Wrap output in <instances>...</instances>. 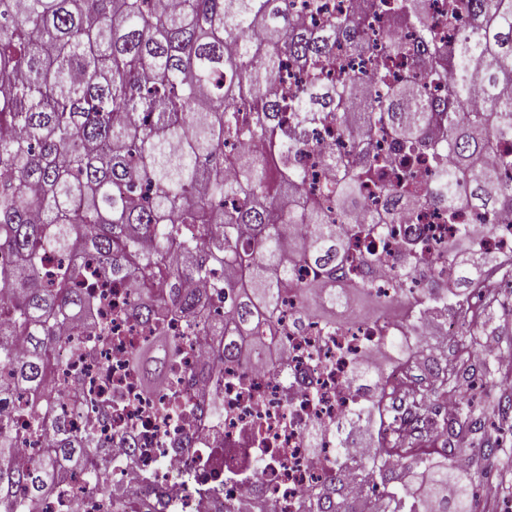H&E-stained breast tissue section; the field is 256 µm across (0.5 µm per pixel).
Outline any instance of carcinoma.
Masks as SVG:
<instances>
[{
    "instance_id": "carcinoma-1",
    "label": "carcinoma",
    "mask_w": 512,
    "mask_h": 512,
    "mask_svg": "<svg viewBox=\"0 0 512 512\" xmlns=\"http://www.w3.org/2000/svg\"><path fill=\"white\" fill-rule=\"evenodd\" d=\"M294 0H19L0 11V512H25L47 493L55 473L82 467L94 447L69 432L54 383L65 330L92 324L97 299L82 284L95 277L138 290L131 317L153 337L184 318L224 338V362L243 365L286 349L278 331L284 297H301L298 322L349 309L350 291H367L359 266L376 259L374 231L406 206L444 208L448 223L465 203L512 209V0H448L469 28L436 36L430 0H348L340 13L322 0L306 7L321 21L305 27ZM391 30L414 29L413 43L377 48L371 68L336 72V45L355 56L375 16ZM370 84L378 96L363 112L369 137L398 141V154L362 163L332 159L327 195L296 208L310 174L298 160L308 131L327 120L347 124ZM479 92L483 111L472 109ZM501 150L499 162L484 157ZM428 158V185L414 168ZM391 208L353 222L364 183ZM367 239L365 252L350 240ZM448 245L457 284L477 268ZM313 272L295 278L291 259ZM25 350H14L16 337ZM176 338L143 375L166 379ZM469 374L448 362L431 381L395 392L383 369L361 362L355 380L374 393L356 417L380 414L397 394L409 426L389 425L396 441L422 436L431 401L457 392ZM54 434L45 454L25 464L24 418ZM481 429L471 409L448 423L454 444ZM383 459L338 466L314 493V512H351L365 473L386 481ZM372 512H448V467L409 476L382 492Z\"/></svg>"
}]
</instances>
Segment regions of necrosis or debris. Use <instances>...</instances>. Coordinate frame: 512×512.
Here are the masks:
<instances>
[{
  "mask_svg": "<svg viewBox=\"0 0 512 512\" xmlns=\"http://www.w3.org/2000/svg\"><path fill=\"white\" fill-rule=\"evenodd\" d=\"M383 148L364 139L359 125L342 135L335 122L324 123L304 150L313 174L305 195L335 182L328 156L363 160ZM462 235L489 260L471 296L512 279V222L461 206L450 224L431 206L405 210L386 225L375 240L384 261L370 264L369 283L395 302L418 295L425 269L442 287H454V269L439 268L437 259ZM414 242L420 272L399 280ZM95 292L104 301L98 318L109 328L70 332L58 355L63 398L70 405L97 396L94 409L73 415L69 426L97 437L92 460L124 499L117 506L111 496L88 494L87 470L69 468L28 512H70L74 501L82 512H297L310 491L330 479L338 460L334 429L364 401L352 375L357 361L379 355V324L350 322L333 335L313 319L296 327L291 293L282 307L287 352L240 367L225 363L221 337L202 328L184 333L176 321L170 329L181 341L169 381L149 393L131 356L150 332L123 316L135 291L110 283ZM316 423L322 431L315 438Z\"/></svg>",
  "mask_w": 512,
  "mask_h": 512,
  "instance_id": "obj_1",
  "label": "necrosis or debris"
}]
</instances>
